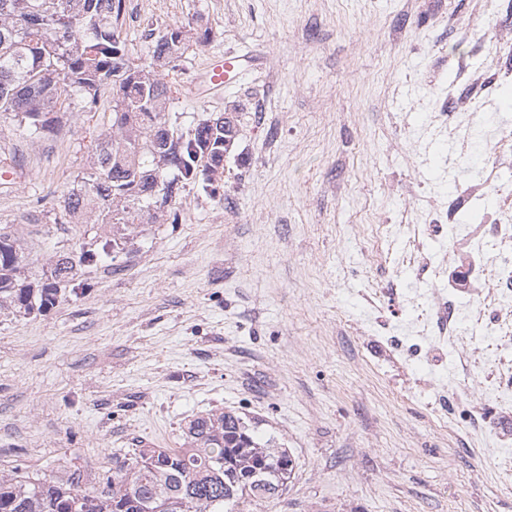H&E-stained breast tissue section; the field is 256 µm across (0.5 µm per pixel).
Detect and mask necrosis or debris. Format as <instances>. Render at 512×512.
I'll use <instances>...</instances> for the list:
<instances>
[{"label":"necrosis or debris","instance_id":"necrosis-or-debris-1","mask_svg":"<svg viewBox=\"0 0 512 512\" xmlns=\"http://www.w3.org/2000/svg\"><path fill=\"white\" fill-rule=\"evenodd\" d=\"M506 203L485 212L481 223L461 224V211L481 204L488 193ZM374 243L391 251L396 265L424 277L425 302L416 307L406 332L385 327L377 341L388 361L399 353L415 358L442 353L448 344L480 349L485 337L512 335V183L483 176L466 183L458 204L427 224L370 227ZM441 242L442 257L430 264L426 251Z\"/></svg>","mask_w":512,"mask_h":512}]
</instances>
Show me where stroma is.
I'll use <instances>...</instances> for the list:
<instances>
[{"mask_svg": "<svg viewBox=\"0 0 512 512\" xmlns=\"http://www.w3.org/2000/svg\"><path fill=\"white\" fill-rule=\"evenodd\" d=\"M192 20L210 42L176 62L181 125L232 113L240 135L224 161V193L182 191L174 224H141L84 293L19 316L0 310V471L98 483L127 449L176 448L192 417L232 410L288 450L293 477L241 512H512V391L494 397V342L478 367L460 352L389 372L373 364L378 321L411 315L401 298L366 304L372 284L424 285L372 247L374 216L424 223L449 209L474 157H460L449 100L497 66L484 33L512 25V0H125L122 33L146 64L149 29ZM465 55L451 54L456 42ZM249 49L260 65L218 92L202 73ZM112 88L72 104L57 133L20 139L0 114V233L24 236L23 276L47 255L91 243L87 224H58L53 208L112 135ZM465 130L478 146L512 105L499 84ZM432 380L460 397L439 435L424 404ZM481 416L477 445L462 440Z\"/></svg>", "mask_w": 512, "mask_h": 512, "instance_id": "obj_1", "label": "stroma"}]
</instances>
